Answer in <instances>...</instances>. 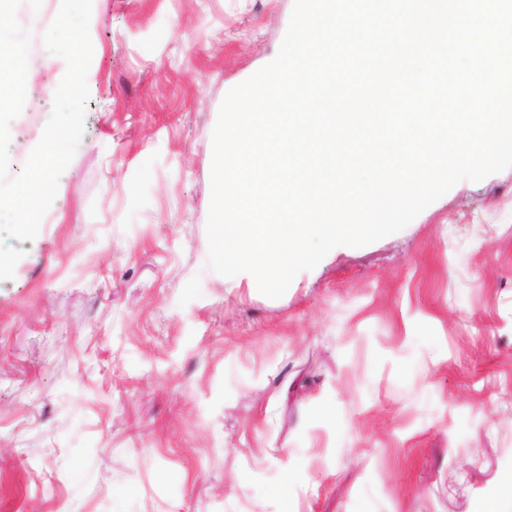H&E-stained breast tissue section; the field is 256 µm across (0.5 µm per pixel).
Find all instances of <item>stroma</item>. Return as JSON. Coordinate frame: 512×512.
I'll list each match as a JSON object with an SVG mask.
<instances>
[{"label": "stroma", "mask_w": 512, "mask_h": 512, "mask_svg": "<svg viewBox=\"0 0 512 512\" xmlns=\"http://www.w3.org/2000/svg\"><path fill=\"white\" fill-rule=\"evenodd\" d=\"M294 0H92L84 134L0 280V512H512V168L278 299L212 133Z\"/></svg>", "instance_id": "1"}]
</instances>
